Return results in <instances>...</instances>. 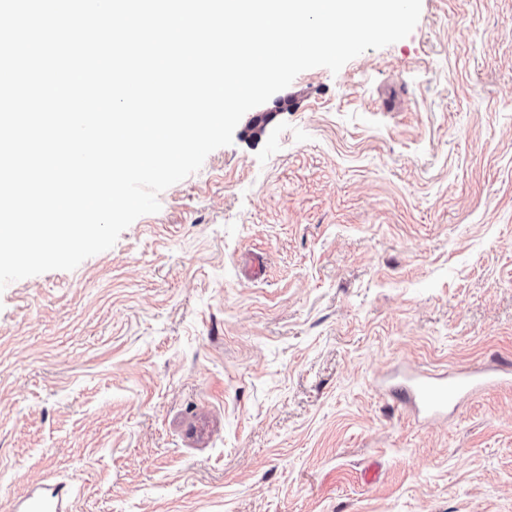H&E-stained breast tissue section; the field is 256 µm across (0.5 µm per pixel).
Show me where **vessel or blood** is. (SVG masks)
<instances>
[{
  "label": "vessel or blood",
  "mask_w": 512,
  "mask_h": 512,
  "mask_svg": "<svg viewBox=\"0 0 512 512\" xmlns=\"http://www.w3.org/2000/svg\"><path fill=\"white\" fill-rule=\"evenodd\" d=\"M512 380V372L464 370L444 375L410 374L399 386L400 396L418 400L427 413H444L450 404L485 388Z\"/></svg>",
  "instance_id": "vessel-or-blood-1"
}]
</instances>
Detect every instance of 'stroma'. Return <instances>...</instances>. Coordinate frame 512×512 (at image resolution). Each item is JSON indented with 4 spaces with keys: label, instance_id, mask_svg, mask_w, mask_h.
<instances>
[{
    "label": "stroma",
    "instance_id": "obj_1",
    "mask_svg": "<svg viewBox=\"0 0 512 512\" xmlns=\"http://www.w3.org/2000/svg\"><path fill=\"white\" fill-rule=\"evenodd\" d=\"M115 245L0 291V512H512V0H422ZM511 365L501 373L484 370L458 371L449 377L444 375L410 374L405 384L398 387L402 397L417 399L427 413L442 414L448 405L485 388L511 381Z\"/></svg>",
    "mask_w": 512,
    "mask_h": 512
}]
</instances>
